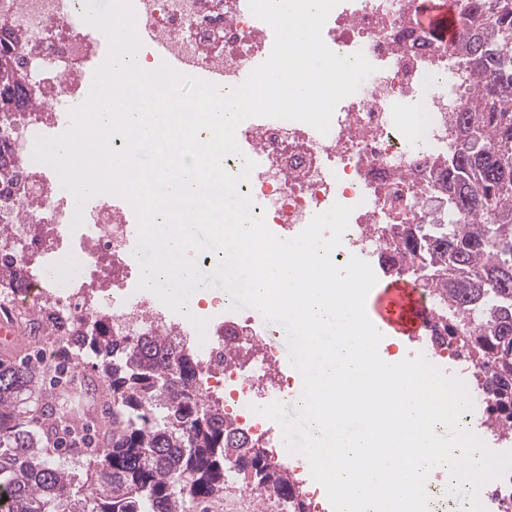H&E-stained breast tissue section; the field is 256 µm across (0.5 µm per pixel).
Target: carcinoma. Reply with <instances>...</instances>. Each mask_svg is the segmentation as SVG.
<instances>
[{"instance_id": "carcinoma-1", "label": "carcinoma", "mask_w": 512, "mask_h": 512, "mask_svg": "<svg viewBox=\"0 0 512 512\" xmlns=\"http://www.w3.org/2000/svg\"><path fill=\"white\" fill-rule=\"evenodd\" d=\"M460 50L474 95L455 119V149L426 172L442 182L458 221L398 224L385 262L395 273L415 262L436 288L441 326L472 362L490 371V411L512 428V0H473ZM23 278L0 257V297ZM43 321L63 331L57 362L0 363V494L6 512H186L224 496L234 473L288 512H307L294 479L274 456L236 438L224 406L204 398L197 360L173 336L112 335L103 317ZM95 357L112 405L103 440L70 468L54 456L61 434L83 439L63 410L41 407L45 426L21 415L24 396L83 357Z\"/></svg>"}]
</instances>
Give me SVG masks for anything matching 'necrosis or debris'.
Masks as SVG:
<instances>
[{"instance_id":"1","label":"necrosis or debris","mask_w":512,"mask_h":512,"mask_svg":"<svg viewBox=\"0 0 512 512\" xmlns=\"http://www.w3.org/2000/svg\"><path fill=\"white\" fill-rule=\"evenodd\" d=\"M80 0H0V51H7L18 84L0 102V237L10 241L26 282L12 309L53 312L66 319L104 316L116 336L179 337L199 361L203 394L224 393V414L257 446L296 459L270 436L259 407L291 398V377L275 372L276 348L267 331L234 311L210 317L207 341L185 316L171 317L155 295L137 288L129 218L120 197L102 202L94 222L72 228L74 211L56 177L32 158L36 136L58 124L55 102L83 98V72L98 37L73 25ZM421 0H341L322 30L335 52L363 53L375 71L335 108L328 133L295 120L254 117L238 135L257 143L261 164L238 191L250 197L266 225H307L334 203L353 212L343 243L369 257L385 250L395 208L410 224L449 219L425 170L447 156L454 140L450 115L472 94L457 44L422 27ZM136 24L154 31L185 56L190 67L220 66L232 89L270 55L271 26L248 0H137ZM80 256L66 285L47 269L61 257ZM260 361H244L246 344Z\"/></svg>"}]
</instances>
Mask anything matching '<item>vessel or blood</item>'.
<instances>
[{
  "instance_id": "obj_1",
  "label": "vessel or blood",
  "mask_w": 512,
  "mask_h": 512,
  "mask_svg": "<svg viewBox=\"0 0 512 512\" xmlns=\"http://www.w3.org/2000/svg\"><path fill=\"white\" fill-rule=\"evenodd\" d=\"M422 19L431 27L438 38L445 42L453 41L458 34V20L450 0H423ZM141 40L151 42L157 56L178 72H185L183 58L172 55L167 43L156 40L148 28L138 32ZM366 312L371 322L389 336L409 341L419 340L429 319L425 302L416 290L405 280H381L372 290Z\"/></svg>"
}]
</instances>
